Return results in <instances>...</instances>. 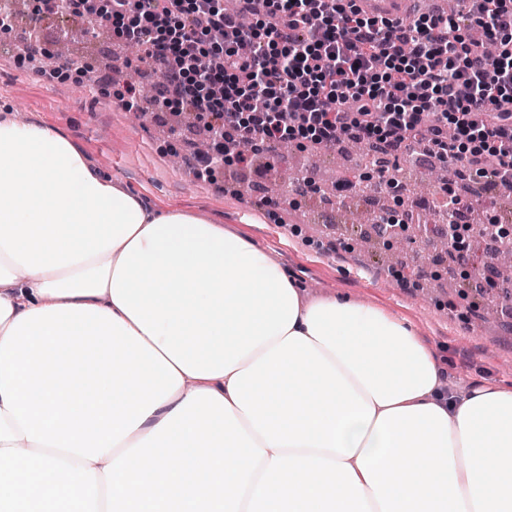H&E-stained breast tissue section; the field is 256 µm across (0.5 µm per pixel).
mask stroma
<instances>
[{"mask_svg": "<svg viewBox=\"0 0 512 512\" xmlns=\"http://www.w3.org/2000/svg\"><path fill=\"white\" fill-rule=\"evenodd\" d=\"M84 16L46 15L19 18L15 31H35L46 48L57 49L70 29L87 24ZM114 36L93 38L73 48L67 60H26L21 43L0 55V111L22 112L28 120L67 133L88 158L112 179L157 207H181L211 218L247 237L274 256L311 293L341 295L374 303L407 320L419 340L439 358L451 387L472 385L512 388V305L496 327L476 317L460 321L448 309L463 288L429 297L407 285L415 268H388L381 248L359 249L360 227L346 223L341 207L325 210L319 195L295 196L294 209L255 193L261 176L293 168L298 152L271 149L258 156L255 169L236 165L199 179L192 168L173 167L172 151L191 156L204 132L174 115L167 125L138 124L114 97L115 88L137 80L151 60L120 57Z\"/></svg>", "mask_w": 512, "mask_h": 512, "instance_id": "35a3bbf8", "label": "stroma"}]
</instances>
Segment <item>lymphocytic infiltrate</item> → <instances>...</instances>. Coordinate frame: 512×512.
Returning <instances> with one entry per match:
<instances>
[{"instance_id":"lymphocytic-infiltrate-1","label":"lymphocytic infiltrate","mask_w":512,"mask_h":512,"mask_svg":"<svg viewBox=\"0 0 512 512\" xmlns=\"http://www.w3.org/2000/svg\"><path fill=\"white\" fill-rule=\"evenodd\" d=\"M500 52L447 16L378 21L351 0H107L103 24L157 61L163 103L208 114L211 178L228 142H359L394 156L423 140L466 170L512 178V0H467Z\"/></svg>"}]
</instances>
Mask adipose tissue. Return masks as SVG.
Returning <instances> with one entry per match:
<instances>
[{
    "label": "adipose tissue",
    "mask_w": 512,
    "mask_h": 512,
    "mask_svg": "<svg viewBox=\"0 0 512 512\" xmlns=\"http://www.w3.org/2000/svg\"><path fill=\"white\" fill-rule=\"evenodd\" d=\"M0 114V512H512V389Z\"/></svg>",
    "instance_id": "adipose-tissue-1"
}]
</instances>
